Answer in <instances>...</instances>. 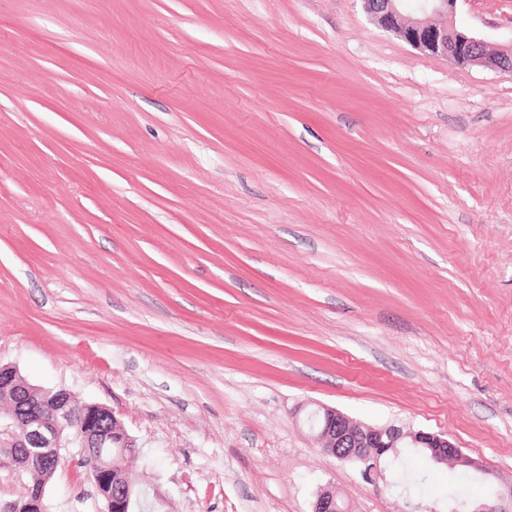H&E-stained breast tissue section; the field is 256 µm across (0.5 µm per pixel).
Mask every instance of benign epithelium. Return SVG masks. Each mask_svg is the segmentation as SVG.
I'll return each mask as SVG.
<instances>
[{
	"mask_svg": "<svg viewBox=\"0 0 512 512\" xmlns=\"http://www.w3.org/2000/svg\"><path fill=\"white\" fill-rule=\"evenodd\" d=\"M371 19L413 48L443 58L458 66H479L494 72L512 73V47L490 52L474 33L456 28L454 16L460 0H421L413 11H406L404 0H362ZM0 396L9 399L6 416H0V446L9 449L0 459L20 474L30 470L33 459L54 472L64 448H78L85 454L112 446L122 455L138 453L135 441L127 434L112 411L96 403H81L66 389H45L29 383L14 366L0 365ZM48 399L55 407L44 416L33 398ZM311 424L322 450L360 468L362 475L375 481L382 478L379 460L396 450L402 442L430 452L435 464L451 463L473 473L486 474L483 464L464 453L448 435L414 431L396 424L371 426L357 423L340 410L321 405L312 412ZM123 479L100 494L105 512H127L136 483L126 467ZM0 512H46L44 492L26 501H0ZM312 512H349L336 488H319L312 502ZM473 512H512V482L500 487L494 497L474 506Z\"/></svg>",
	"mask_w": 512,
	"mask_h": 512,
	"instance_id": "7a95c632",
	"label": "benign epithelium"
}]
</instances>
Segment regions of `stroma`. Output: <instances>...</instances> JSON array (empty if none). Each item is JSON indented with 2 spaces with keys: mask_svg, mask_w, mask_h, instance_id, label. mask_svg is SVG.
I'll list each match as a JSON object with an SVG mask.
<instances>
[{
  "mask_svg": "<svg viewBox=\"0 0 512 512\" xmlns=\"http://www.w3.org/2000/svg\"><path fill=\"white\" fill-rule=\"evenodd\" d=\"M460 26L512 44V0ZM0 363L110 408L153 512H449L326 454L320 405L512 479V74L361 0H0ZM48 512H104L72 464ZM349 508L342 495L335 487L324 486L319 488L312 502L311 512H349Z\"/></svg>",
  "mask_w": 512,
  "mask_h": 512,
  "instance_id": "1",
  "label": "stroma"
}]
</instances>
